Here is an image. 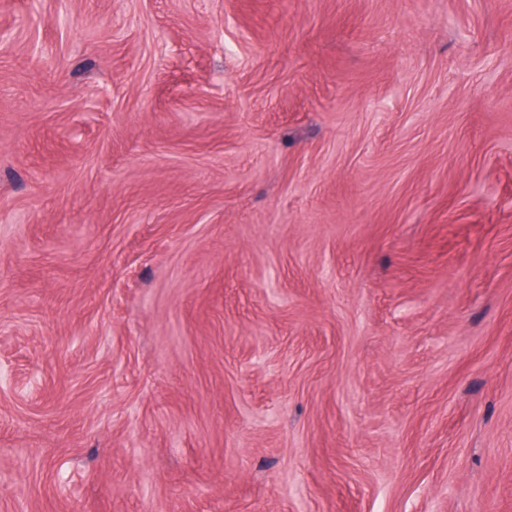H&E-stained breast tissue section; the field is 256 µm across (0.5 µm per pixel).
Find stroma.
<instances>
[{
  "instance_id": "1",
  "label": "stroma",
  "mask_w": 512,
  "mask_h": 512,
  "mask_svg": "<svg viewBox=\"0 0 512 512\" xmlns=\"http://www.w3.org/2000/svg\"><path fill=\"white\" fill-rule=\"evenodd\" d=\"M0 33V512H512V0Z\"/></svg>"
}]
</instances>
